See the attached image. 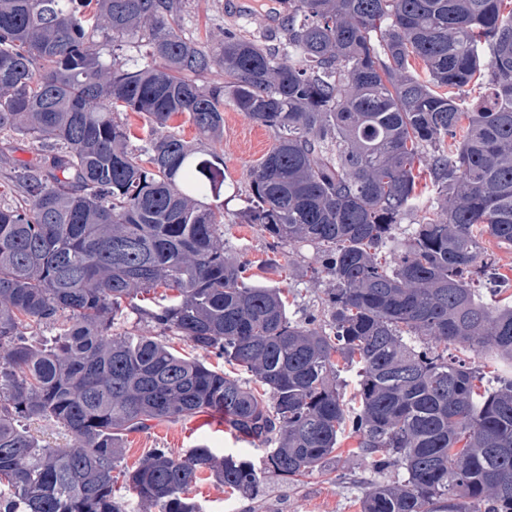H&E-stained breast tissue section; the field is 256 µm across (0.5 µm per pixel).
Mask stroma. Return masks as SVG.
<instances>
[{
	"instance_id": "1",
	"label": "stroma",
	"mask_w": 512,
	"mask_h": 512,
	"mask_svg": "<svg viewBox=\"0 0 512 512\" xmlns=\"http://www.w3.org/2000/svg\"><path fill=\"white\" fill-rule=\"evenodd\" d=\"M225 0H182L178 15L181 33L202 45H214L225 27L236 28L242 35L269 39L274 25L256 10L242 15L226 13ZM275 134L261 126L232 102L224 104V135L214 148L224 159V185L219 196L209 198L213 209L224 213V244L230 253L250 263L254 281L288 290L294 302L289 308L293 320L317 315L329 321L325 292L328 276L310 279L317 250L305 245L297 249L273 246L271 238L256 225L247 223L244 213L249 205L250 171L273 146ZM204 444L216 455L235 453L259 460L262 452L255 446L235 439L223 420L205 414L178 423H152L149 429L129 434L124 440L122 466H134L155 448H167L174 454L185 453L192 446ZM356 438L343 436L336 456L321 469L295 482L269 479L260 497L250 500L224 488L210 473L201 474L190 495L205 512H360L359 500L369 483L400 478L397 470L379 473L357 456Z\"/></svg>"
}]
</instances>
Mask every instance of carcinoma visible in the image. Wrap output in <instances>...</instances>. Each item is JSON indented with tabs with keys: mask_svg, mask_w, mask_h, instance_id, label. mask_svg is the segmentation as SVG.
<instances>
[{
	"mask_svg": "<svg viewBox=\"0 0 512 512\" xmlns=\"http://www.w3.org/2000/svg\"><path fill=\"white\" fill-rule=\"evenodd\" d=\"M506 5L288 0L278 50L230 27L216 46L182 37L181 0H0V134L44 149L11 173L25 200L0 205V512H202L186 493L203 472L257 497L322 467L346 433L374 469L405 472L370 484L361 512H512V295L482 292L512 285L485 253L488 239L512 246ZM137 34L151 64L132 71L118 50ZM215 65L224 82L199 83ZM477 81L487 93L470 108ZM226 98L276 132L247 223L275 247L319 250L326 324L292 320L283 291L247 282L224 249V216L203 201L224 160L171 122L216 139ZM119 111L147 118L144 149ZM418 164L438 208L402 243ZM128 309L256 387L112 332ZM51 325L55 345L28 340ZM213 411L267 449L262 465L198 445L112 475L128 434ZM34 420L72 446L40 444Z\"/></svg>",
	"mask_w": 512,
	"mask_h": 512,
	"instance_id": "carcinoma-1",
	"label": "carcinoma"
}]
</instances>
